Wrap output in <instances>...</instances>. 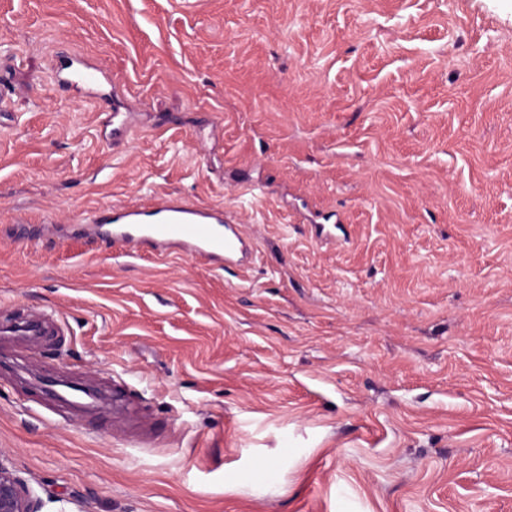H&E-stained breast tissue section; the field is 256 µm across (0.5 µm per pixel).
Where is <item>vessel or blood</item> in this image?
<instances>
[{"mask_svg": "<svg viewBox=\"0 0 512 512\" xmlns=\"http://www.w3.org/2000/svg\"><path fill=\"white\" fill-rule=\"evenodd\" d=\"M55 78L70 85L92 86L97 70L81 67L77 61L53 64ZM91 223L108 226L105 247L121 244L130 254L147 251L156 257L185 253L220 265L242 262L247 254L239 224L229 220L223 207L191 202L182 197L165 196L148 205H110L96 209ZM44 395L66 401L73 411L88 413L96 409L97 391L68 382L42 386Z\"/></svg>", "mask_w": 512, "mask_h": 512, "instance_id": "1", "label": "vessel or blood"}]
</instances>
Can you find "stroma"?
<instances>
[{
  "mask_svg": "<svg viewBox=\"0 0 512 512\" xmlns=\"http://www.w3.org/2000/svg\"><path fill=\"white\" fill-rule=\"evenodd\" d=\"M167 195L251 260L72 233ZM35 311L0 462L42 512H512V0H0V323ZM62 373L156 439L32 386ZM52 72L60 82L70 85L93 86L98 82L99 69H87L80 66L77 61H59L53 64Z\"/></svg>",
  "mask_w": 512,
  "mask_h": 512,
  "instance_id": "obj_1",
  "label": "stroma"
}]
</instances>
